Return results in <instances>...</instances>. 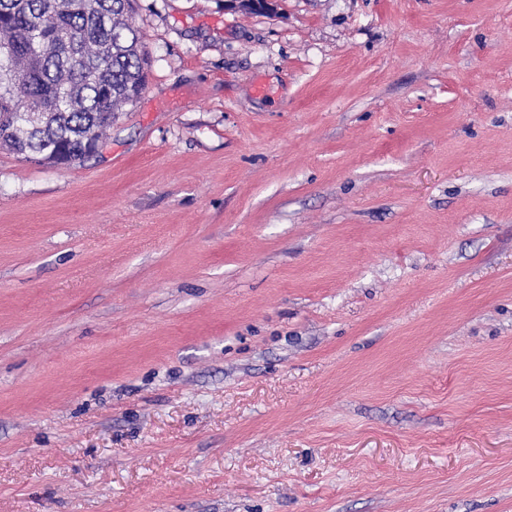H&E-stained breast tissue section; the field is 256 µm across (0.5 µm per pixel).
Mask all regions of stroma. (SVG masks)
<instances>
[{
    "instance_id": "obj_1",
    "label": "stroma",
    "mask_w": 512,
    "mask_h": 512,
    "mask_svg": "<svg viewBox=\"0 0 512 512\" xmlns=\"http://www.w3.org/2000/svg\"><path fill=\"white\" fill-rule=\"evenodd\" d=\"M276 5L0 148V512H512V0Z\"/></svg>"
}]
</instances>
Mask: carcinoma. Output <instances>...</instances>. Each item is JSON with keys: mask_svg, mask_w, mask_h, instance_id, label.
Here are the masks:
<instances>
[{"mask_svg": "<svg viewBox=\"0 0 512 512\" xmlns=\"http://www.w3.org/2000/svg\"><path fill=\"white\" fill-rule=\"evenodd\" d=\"M132 0H0V146L51 165L85 144L146 85L148 56Z\"/></svg>", "mask_w": 512, "mask_h": 512, "instance_id": "carcinoma-1", "label": "carcinoma"}]
</instances>
